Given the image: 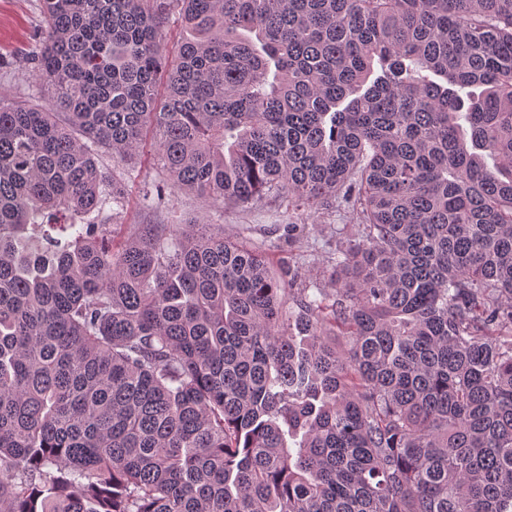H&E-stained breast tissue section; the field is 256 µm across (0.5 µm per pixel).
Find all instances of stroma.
I'll return each mask as SVG.
<instances>
[{
    "instance_id": "1",
    "label": "stroma",
    "mask_w": 512,
    "mask_h": 512,
    "mask_svg": "<svg viewBox=\"0 0 512 512\" xmlns=\"http://www.w3.org/2000/svg\"><path fill=\"white\" fill-rule=\"evenodd\" d=\"M44 29L41 0H0V94L22 101L39 95L25 61L26 53ZM156 150L147 147L131 163L118 167L125 189L123 207L108 216L113 224H220L243 243L265 249L269 270L280 275L287 265L298 266L303 280H328L327 259L335 252L341 233H354L359 218L348 210L330 208L316 212L292 211L287 195H265L245 206L221 205L197 194L167 188L164 205L146 206L145 194L165 183L156 161ZM298 226L294 239L282 226Z\"/></svg>"
}]
</instances>
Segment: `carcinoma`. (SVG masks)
<instances>
[{
	"label": "carcinoma",
	"instance_id": "carcinoma-1",
	"mask_svg": "<svg viewBox=\"0 0 512 512\" xmlns=\"http://www.w3.org/2000/svg\"><path fill=\"white\" fill-rule=\"evenodd\" d=\"M42 12L49 99L0 96V512H512V0ZM148 135L205 199L351 204L330 287L67 221Z\"/></svg>",
	"mask_w": 512,
	"mask_h": 512
}]
</instances>
